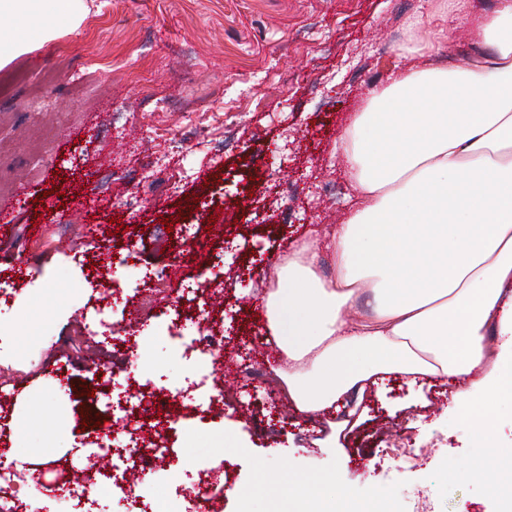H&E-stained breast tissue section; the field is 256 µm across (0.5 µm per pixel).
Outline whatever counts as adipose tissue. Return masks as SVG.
<instances>
[{"label": "adipose tissue", "mask_w": 512, "mask_h": 512, "mask_svg": "<svg viewBox=\"0 0 512 512\" xmlns=\"http://www.w3.org/2000/svg\"><path fill=\"white\" fill-rule=\"evenodd\" d=\"M85 10L0 0L14 22L0 67L56 38L47 17L75 29ZM452 16L484 48L466 67L449 54ZM407 36L412 64L367 90L341 139L351 206L322 245L334 273L320 277L313 240L283 257L263 297L267 334L301 412H329L393 375L454 382L477 464L495 450L499 410L512 408V0L487 11L433 0Z\"/></svg>", "instance_id": "ef3b65f1"}]
</instances>
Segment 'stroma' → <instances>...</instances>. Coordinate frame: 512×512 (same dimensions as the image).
<instances>
[{
	"label": "stroma",
	"mask_w": 512,
	"mask_h": 512,
	"mask_svg": "<svg viewBox=\"0 0 512 512\" xmlns=\"http://www.w3.org/2000/svg\"><path fill=\"white\" fill-rule=\"evenodd\" d=\"M81 26L31 46L0 67V448L79 469L101 413L86 400L101 370L123 372L136 272L181 261L224 268V352L255 361L266 341L259 273L338 223L345 158L334 146L360 96L384 80L425 0H85ZM26 79L12 83L16 72ZM164 154L180 182L146 176ZM43 207H36V200ZM222 232L208 231L210 217ZM174 218L173 228L164 221ZM203 251H185V235ZM136 252L114 268L127 299L106 324L94 315L101 252ZM142 350L171 385L204 371L197 352L142 332ZM68 386H61L60 376ZM235 401L178 431L187 461L229 460L234 488L223 512H329L336 491L386 512H512L499 489L512 450V412L497 420L489 481L449 476L475 437L450 411L451 385L398 410L400 378L367 390L365 415L327 442L328 414L283 407L269 390L233 384ZM304 478L296 492L262 486L263 472ZM332 476L335 486H324Z\"/></svg>",
	"instance_id": "stroma-1"
}]
</instances>
